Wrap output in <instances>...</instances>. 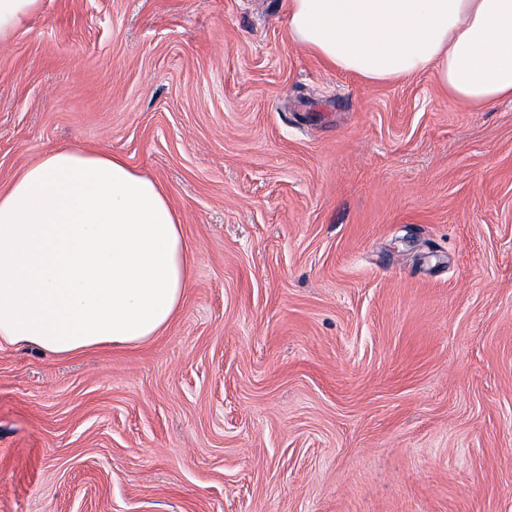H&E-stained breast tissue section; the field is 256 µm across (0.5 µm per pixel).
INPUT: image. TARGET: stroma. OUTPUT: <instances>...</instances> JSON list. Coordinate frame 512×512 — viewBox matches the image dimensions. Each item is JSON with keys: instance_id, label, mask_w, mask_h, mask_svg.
Instances as JSON below:
<instances>
[{"instance_id": "stroma-1", "label": "stroma", "mask_w": 512, "mask_h": 512, "mask_svg": "<svg viewBox=\"0 0 512 512\" xmlns=\"http://www.w3.org/2000/svg\"><path fill=\"white\" fill-rule=\"evenodd\" d=\"M287 0H42L0 46V187L95 145L166 189L181 310L0 348V512H512V101L373 84Z\"/></svg>"}]
</instances>
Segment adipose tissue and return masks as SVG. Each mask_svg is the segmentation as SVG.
I'll list each match as a JSON object with an SVG mask.
<instances>
[{
    "mask_svg": "<svg viewBox=\"0 0 512 512\" xmlns=\"http://www.w3.org/2000/svg\"><path fill=\"white\" fill-rule=\"evenodd\" d=\"M301 49L369 83L429 72L450 99H512V0H287ZM190 248L164 187L101 148H57L0 188V346L71 356L160 336Z\"/></svg>",
    "mask_w": 512,
    "mask_h": 512,
    "instance_id": "obj_1",
    "label": "adipose tissue"
}]
</instances>
